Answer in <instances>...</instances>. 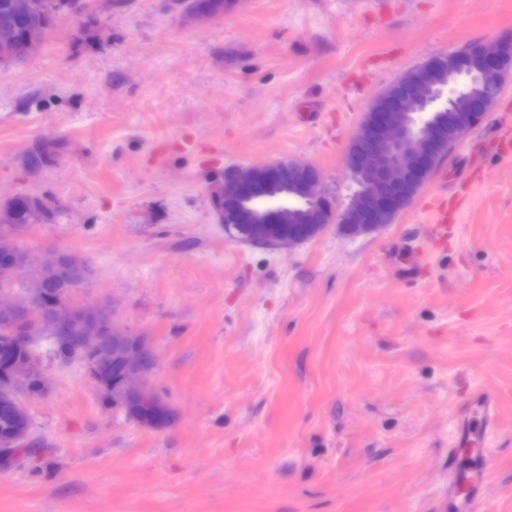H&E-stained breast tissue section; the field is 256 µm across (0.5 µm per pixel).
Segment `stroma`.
I'll return each instance as SVG.
<instances>
[{"instance_id": "35a3bbf8", "label": "stroma", "mask_w": 512, "mask_h": 512, "mask_svg": "<svg viewBox=\"0 0 512 512\" xmlns=\"http://www.w3.org/2000/svg\"><path fill=\"white\" fill-rule=\"evenodd\" d=\"M87 2L0 66V205L41 200L19 243L88 263L71 304H114L150 338L175 421L140 427L43 351L0 512H450L453 414L477 388L496 397L478 512H512V161L491 129L512 74L380 233L252 246L210 198L224 169L300 160L344 211L376 96L512 38V0H234L202 23L183 0ZM474 156L482 178L432 248L426 210Z\"/></svg>"}]
</instances>
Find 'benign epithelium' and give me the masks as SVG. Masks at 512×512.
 Instances as JSON below:
<instances>
[{"label":"benign epithelium","instance_id":"obj_1","mask_svg":"<svg viewBox=\"0 0 512 512\" xmlns=\"http://www.w3.org/2000/svg\"><path fill=\"white\" fill-rule=\"evenodd\" d=\"M448 63V72L457 82L446 89H437L430 68L419 70L417 94L399 105L402 115L396 116L372 105L358 132L351 141L347 166L356 177L360 189L353 196L346 212L335 213L331 201L322 190L319 172L311 165L279 161L246 168H234L213 183L212 199L217 218L224 230L233 231L237 225L251 223L256 245L291 247L305 239L279 228L285 223L283 214L289 210L298 214L302 207L315 209L321 215L317 233L337 222L345 223V213L363 212L370 223L356 224L349 229L351 236H366L383 230L407 207L413 197H403L400 181L422 162H440L463 136L481 122L485 111L459 114L452 100L461 93L466 82L475 77L487 86L490 96H496L504 76L512 71V39L494 44H474L441 57ZM369 142L371 150L361 146ZM17 228L8 208L0 209V241L12 242ZM88 265L72 256L67 259L57 251L43 254L30 273L23 293L0 290V332L15 331L12 320L30 321L24 344L50 335L56 339L71 332L83 343L80 359L92 383L110 398L112 405L136 416L139 425L149 429H165L174 416L168 403L150 382L153 367L144 362L154 352L149 337L124 325L113 307L98 304L84 308L72 306L61 298L54 303L47 317L32 318L35 301L42 297L44 273L62 270L85 271ZM121 368L120 382L112 388L103 383L104 374L112 367ZM7 378L0 383V405L12 408L21 416L27 415L23 396L33 379L45 381V369L35 352L5 365ZM31 425L19 427L12 433L0 435V454L7 455L26 445Z\"/></svg>","mask_w":512,"mask_h":512}]
</instances>
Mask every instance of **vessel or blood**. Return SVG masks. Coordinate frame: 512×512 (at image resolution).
Segmentation results:
<instances>
[{"label":"vessel or blood","mask_w":512,"mask_h":512,"mask_svg":"<svg viewBox=\"0 0 512 512\" xmlns=\"http://www.w3.org/2000/svg\"><path fill=\"white\" fill-rule=\"evenodd\" d=\"M456 208L441 204L428 212L429 234L436 244L448 239V226L455 223ZM494 396L475 390L470 401L457 409L456 418L462 428L452 444V451L461 458V465L450 479L452 506L455 512H473L490 471L491 455L485 447L486 433L495 411Z\"/></svg>","instance_id":"b4317fda"}]
</instances>
